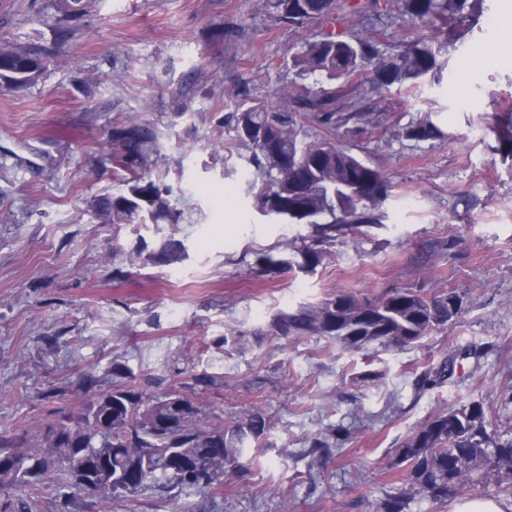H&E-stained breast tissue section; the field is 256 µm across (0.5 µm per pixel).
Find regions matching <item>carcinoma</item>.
<instances>
[{
  "instance_id": "carcinoma-1",
  "label": "carcinoma",
  "mask_w": 512,
  "mask_h": 512,
  "mask_svg": "<svg viewBox=\"0 0 512 512\" xmlns=\"http://www.w3.org/2000/svg\"><path fill=\"white\" fill-rule=\"evenodd\" d=\"M487 0H398L397 17H385L378 0H266L277 20L301 27L319 21L320 34L303 39L291 56L294 78L282 88L280 102L265 105L242 100L232 113L239 144L254 169L248 180L254 207L282 224H309L312 235L290 239L288 257L253 252L254 264L266 272L316 271L325 246L369 224L380 225L391 186L383 174L332 139L305 141V123L336 131L357 119L372 122L374 97L392 87L440 83L448 47L479 26ZM96 0H54L49 42L16 41L0 48V90L16 91L43 74L60 44L68 40ZM356 17L369 26L350 34L343 23ZM411 23L428 30L410 42L396 28ZM360 78L351 112H337L335 81ZM407 140L425 142L447 137L426 112L399 130ZM160 151V136L146 122L129 118L112 129L116 192L95 197L97 218L137 233L126 250L116 241L112 257L129 265L168 266L188 257L183 240L171 233L158 249H148L141 227L179 223L172 204L173 186L142 174ZM464 308L456 291L426 292L393 288L377 297L351 291L326 294L312 304L276 312L267 326L250 334L279 339L326 337L345 350L377 344L386 349L415 346L433 331L455 323ZM230 329L222 343L234 348L250 335ZM454 373L447 356L438 370L417 380L420 388L442 385ZM127 366L112 361V390H94L87 377L77 413L49 418L35 434L0 433V512H38L40 493L48 492L61 512L75 495L97 499L108 512L112 499L146 485L211 490L231 471L243 476L254 449L269 448L270 423L256 410L231 425L206 414L199 402L176 385L152 395L123 381ZM487 408L471 401L438 412L404 436L389 468L398 472L380 504V512H415L424 502L444 503L477 485L494 483L512 496V436L488 431Z\"/></svg>"
}]
</instances>
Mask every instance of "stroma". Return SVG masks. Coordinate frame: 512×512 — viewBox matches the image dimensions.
<instances>
[{
    "label": "stroma",
    "instance_id": "1",
    "mask_svg": "<svg viewBox=\"0 0 512 512\" xmlns=\"http://www.w3.org/2000/svg\"><path fill=\"white\" fill-rule=\"evenodd\" d=\"M53 5L0 0V47L51 38ZM318 31L280 23L262 0H99L38 82L0 91V431L37 429L87 376L110 391L116 357L155 394L208 373V409L228 423L259 409L271 423V448L243 478L209 492L147 486L111 512H378L397 442L428 417L481 400L512 431L499 395L512 386V163L491 129L512 110V34L483 27L449 50L442 85L391 88L373 124L337 136L390 182L383 225L350 231L315 272H261L243 253L311 227L254 210L230 114L243 90L277 102L294 46ZM430 110L448 140L399 137ZM129 117L163 135L147 174L176 189L188 257L117 280L112 240L135 236L89 206L115 186L100 147ZM464 195L477 205L458 207ZM450 238L457 247L442 250ZM389 288L455 290L465 310L423 345L379 355L317 335H253L326 293ZM228 328L249 332L243 349L224 350ZM451 352V379L417 388ZM329 432V450L311 452L310 438Z\"/></svg>",
    "mask_w": 512,
    "mask_h": 512
}]
</instances>
